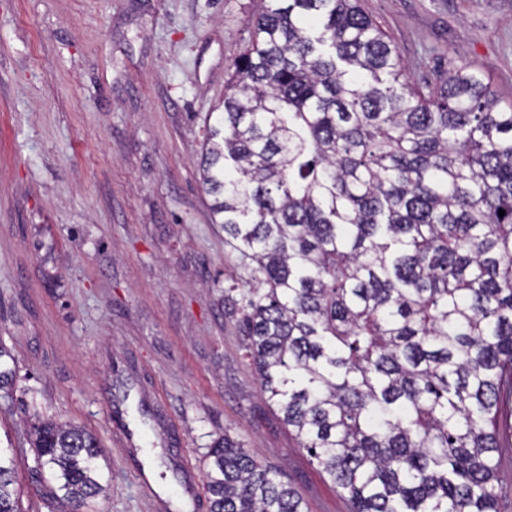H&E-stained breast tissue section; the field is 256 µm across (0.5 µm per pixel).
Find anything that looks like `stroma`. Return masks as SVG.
<instances>
[{"label":"stroma","instance_id":"1","mask_svg":"<svg viewBox=\"0 0 512 512\" xmlns=\"http://www.w3.org/2000/svg\"><path fill=\"white\" fill-rule=\"evenodd\" d=\"M414 82L473 63L512 103V0H361ZM256 0H0V451L21 512H210L212 441L349 512L261 395L224 314L234 268L200 183L209 114ZM92 431L106 497L54 498L41 419Z\"/></svg>","mask_w":512,"mask_h":512}]
</instances>
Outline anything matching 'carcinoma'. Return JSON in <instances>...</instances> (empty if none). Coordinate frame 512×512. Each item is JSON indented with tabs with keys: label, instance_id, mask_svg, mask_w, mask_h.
<instances>
[{
	"label": "carcinoma",
	"instance_id": "1",
	"mask_svg": "<svg viewBox=\"0 0 512 512\" xmlns=\"http://www.w3.org/2000/svg\"><path fill=\"white\" fill-rule=\"evenodd\" d=\"M252 28L200 168L249 272L224 289V315L261 391L351 512H496L494 453L512 433V104L470 64L408 81L361 0H259ZM32 430L61 499L104 491L96 435ZM203 478L211 512H307L227 436ZM0 512H19L1 452Z\"/></svg>",
	"mask_w": 512,
	"mask_h": 512
}]
</instances>
